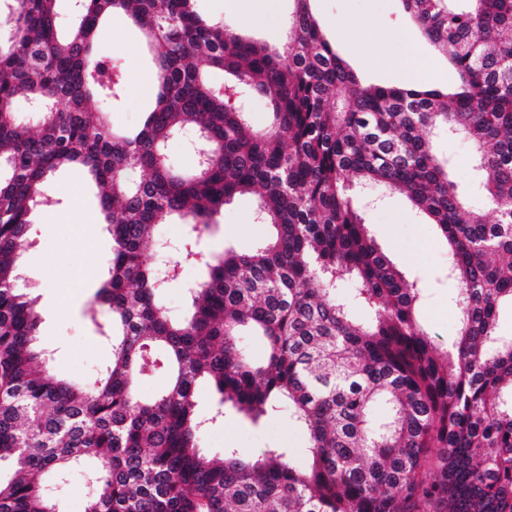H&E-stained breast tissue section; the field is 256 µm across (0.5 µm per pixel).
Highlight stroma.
<instances>
[{
	"mask_svg": "<svg viewBox=\"0 0 512 512\" xmlns=\"http://www.w3.org/2000/svg\"><path fill=\"white\" fill-rule=\"evenodd\" d=\"M255 4L275 13L276 23L243 25L236 0H197V9L207 19L238 29L244 37L280 46L285 39L288 0H255ZM311 7L326 37L365 82L403 85L402 76L388 68L386 62L408 50L435 65L428 87L446 90L458 83L456 70L404 12L401 0H312ZM108 25L113 32L100 43V55L120 64L125 74H139L143 84L139 89L128 90L118 106L104 109L95 103L90 110L106 112L114 126L134 127L142 120L145 104L155 97L156 70L141 50L135 28L120 17L109 20ZM397 28L408 32L407 43L391 38V31ZM435 148L452 157L455 176L466 187L470 205L487 209L485 192L471 168L469 139L456 134L436 143ZM51 184L52 204L37 209L31 217L22 282L44 301L53 293L64 295V302L44 309L39 342L54 349L52 366L58 377L89 383L111 357L110 345L94 335L83 311L106 276L112 240L97 221L95 192L78 170L59 171ZM255 205L252 195L226 205L203 243L204 253L218 252L228 245L241 252L251 250L266 232L264 225L254 221ZM366 222L377 244L407 277L427 281L422 319L439 345L450 343L456 335L457 313L452 284L446 276L448 247L444 238L397 193L387 194L372 206ZM275 444L296 449L303 445L287 415L255 426L230 411L223 424L209 429L202 441L204 450L216 457L223 456L228 447L251 457Z\"/></svg>",
	"mask_w": 512,
	"mask_h": 512,
	"instance_id": "35a3bbf8",
	"label": "stroma"
}]
</instances>
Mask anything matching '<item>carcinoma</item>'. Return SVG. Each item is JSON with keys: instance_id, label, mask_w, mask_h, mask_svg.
<instances>
[{"instance_id": "obj_1", "label": "carcinoma", "mask_w": 512, "mask_h": 512, "mask_svg": "<svg viewBox=\"0 0 512 512\" xmlns=\"http://www.w3.org/2000/svg\"><path fill=\"white\" fill-rule=\"evenodd\" d=\"M59 2L12 0L0 19V462L14 469L0 512H59L41 479L77 467L94 487L85 512H512V345L496 344L512 305V0H402L459 74L446 91L363 83L311 0H291L278 48L204 19L195 0H82L66 25ZM117 15L157 72L155 104L129 130L88 111L126 91L122 68L97 53ZM202 60L229 75L231 93ZM249 96L269 106L267 125L247 122ZM21 98L47 109L31 123ZM426 132L474 144L493 217L466 205ZM177 138L190 169L170 161ZM63 168L96 187L112 239L89 312L112 358L91 385L54 373L19 273L31 215L52 203ZM365 188L405 194L447 240L450 346L420 317L425 283L371 236ZM246 193L271 232L211 256L185 288L184 315H171L151 261L156 224L187 225L175 278ZM149 378L163 386L146 400ZM202 384L218 395L209 413ZM228 405L254 425L288 412L306 460L286 446L208 457L202 434Z\"/></svg>"}]
</instances>
